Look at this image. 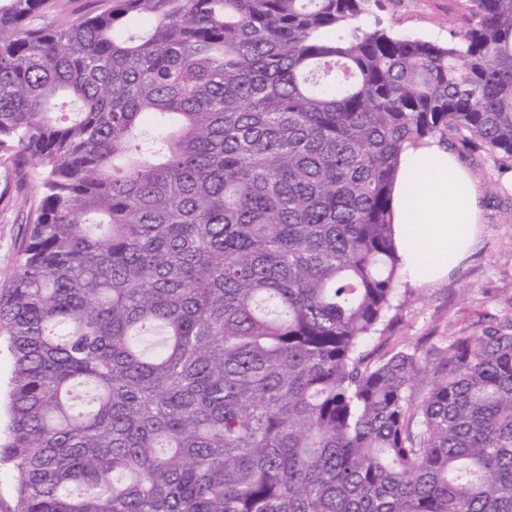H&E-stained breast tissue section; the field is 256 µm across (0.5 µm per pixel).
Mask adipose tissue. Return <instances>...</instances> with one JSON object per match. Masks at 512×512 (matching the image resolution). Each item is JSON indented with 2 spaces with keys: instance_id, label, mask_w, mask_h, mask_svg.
Returning <instances> with one entry per match:
<instances>
[{
  "instance_id": "ef3b65f1",
  "label": "adipose tissue",
  "mask_w": 512,
  "mask_h": 512,
  "mask_svg": "<svg viewBox=\"0 0 512 512\" xmlns=\"http://www.w3.org/2000/svg\"><path fill=\"white\" fill-rule=\"evenodd\" d=\"M391 207L404 279L418 284L437 281L475 243L476 184L435 141L402 151Z\"/></svg>"
}]
</instances>
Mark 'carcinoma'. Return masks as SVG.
Here are the masks:
<instances>
[{
  "mask_svg": "<svg viewBox=\"0 0 512 512\" xmlns=\"http://www.w3.org/2000/svg\"><path fill=\"white\" fill-rule=\"evenodd\" d=\"M49 2L0 0V149L41 174L0 290L12 512H512V311L363 351L404 146L512 159V0L443 44L381 0ZM110 6L106 0H55V5L40 11L34 17L33 25L52 28L64 16L72 21L84 16L98 14ZM13 361L8 348V336L0 332V396L6 395L12 372Z\"/></svg>",
  "mask_w": 512,
  "mask_h": 512,
  "instance_id": "1",
  "label": "carcinoma"
}]
</instances>
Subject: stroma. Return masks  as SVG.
<instances>
[{
    "label": "stroma",
    "instance_id": "obj_1",
    "mask_svg": "<svg viewBox=\"0 0 512 512\" xmlns=\"http://www.w3.org/2000/svg\"><path fill=\"white\" fill-rule=\"evenodd\" d=\"M384 23L395 33L444 42L460 26L457 0H384ZM108 0H55L33 23L51 28L62 18L78 20L106 10ZM448 148L480 191L476 242L456 267L429 286L401 282L399 322L388 347H413L423 337L445 346L448 335L465 336L512 310V186L504 176L512 161L463 134L450 135ZM41 200L38 170L20 167L0 151V289L8 287L23 239L26 216Z\"/></svg>",
    "mask_w": 512,
    "mask_h": 512
}]
</instances>
